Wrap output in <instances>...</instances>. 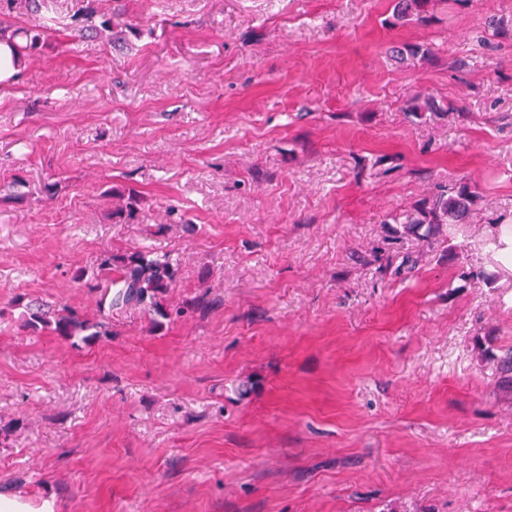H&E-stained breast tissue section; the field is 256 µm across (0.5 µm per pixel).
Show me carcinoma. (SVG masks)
Instances as JSON below:
<instances>
[{
	"label": "carcinoma",
	"instance_id": "cac0c4a2",
	"mask_svg": "<svg viewBox=\"0 0 512 512\" xmlns=\"http://www.w3.org/2000/svg\"><path fill=\"white\" fill-rule=\"evenodd\" d=\"M55 0H28L32 15L27 27H15L0 21V38L9 36L18 55L36 51L46 37L60 30H93L99 16L97 0H86V5L73 22L58 17L52 5ZM437 0H394L392 24L417 22L427 24L434 18ZM475 202V192L462 181H450L438 187L437 192L420 200L413 211L398 214L392 220L399 224L419 227L423 224L435 229L443 224H464ZM175 270L164 256L153 257L135 252L108 255L98 263L96 274L85 286L99 293V311L108 307L118 308L130 304L143 306L164 315L161 300L174 281ZM53 327L65 338L91 340L102 335L103 323L91 321L77 313L69 312L51 320L45 314H33L32 324Z\"/></svg>",
	"mask_w": 512,
	"mask_h": 512
}]
</instances>
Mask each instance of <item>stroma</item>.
<instances>
[{"mask_svg": "<svg viewBox=\"0 0 512 512\" xmlns=\"http://www.w3.org/2000/svg\"><path fill=\"white\" fill-rule=\"evenodd\" d=\"M0 84V494L53 512H512V0H100ZM433 56L397 62L394 46ZM433 98L443 115L407 105ZM456 231L388 216L435 185ZM134 217L118 215L125 192ZM169 255L165 319L79 270ZM413 258L412 272L402 269ZM392 24L417 22L428 24L434 18L437 0H394ZM475 198V192L467 182L448 181V184L439 186L431 197L420 200L412 212L396 214L392 220L414 227L429 224V231L443 224H466ZM32 316V325L39 323L44 327H51L54 324L53 331L65 338L88 341L103 335L102 322L91 321L74 312L68 311L66 315L56 317L53 322L47 318V314L33 313Z\"/></svg>", "mask_w": 512, "mask_h": 512, "instance_id": "stroma-1", "label": "stroma"}]
</instances>
